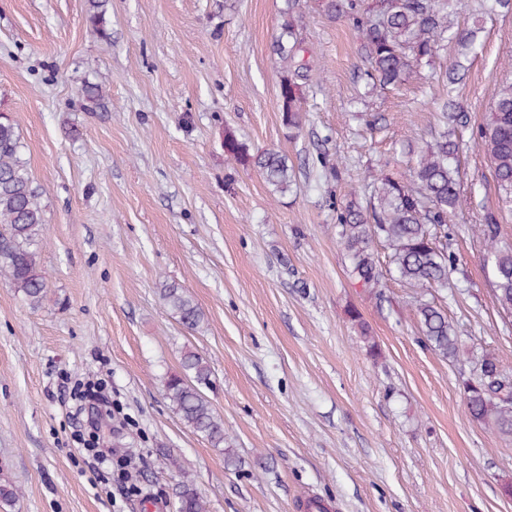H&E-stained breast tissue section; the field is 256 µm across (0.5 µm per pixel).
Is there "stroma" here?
<instances>
[{
  "mask_svg": "<svg viewBox=\"0 0 512 512\" xmlns=\"http://www.w3.org/2000/svg\"><path fill=\"white\" fill-rule=\"evenodd\" d=\"M287 0H111L110 36L86 0H0V112L16 120L40 193L49 288L29 306L0 274V512H141L140 497L193 480L208 512H512V436L470 419L459 365L419 335L415 291L386 275L384 300L355 288L336 210L373 175L405 179L448 96V44L420 75L365 94L360 40L299 0L308 112L281 122L275 51ZM483 12L457 94L468 115L457 159L463 205L448 218L457 273L423 290L471 360L512 372V316L473 233L498 207L477 144L498 89L512 82V15ZM106 106L87 110L84 81ZM249 153L276 150L295 173L273 197L258 168L230 164L224 132ZM338 159L337 178L321 157ZM183 286L205 326L184 328L158 297ZM358 311L361 322L350 318ZM374 336L367 348L362 331ZM207 358L206 396L224 421L216 449L184 426L163 379L181 354ZM96 379L114 412L103 435L139 464L97 476L79 442L75 383Z\"/></svg>",
  "mask_w": 512,
  "mask_h": 512,
  "instance_id": "1",
  "label": "stroma"
}]
</instances>
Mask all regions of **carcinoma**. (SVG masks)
I'll return each instance as SVG.
<instances>
[{"label":"carcinoma","mask_w":512,"mask_h":512,"mask_svg":"<svg viewBox=\"0 0 512 512\" xmlns=\"http://www.w3.org/2000/svg\"><path fill=\"white\" fill-rule=\"evenodd\" d=\"M110 0H87V21L108 36ZM453 0H321L324 14L347 20L357 30L367 64L365 75L373 89L400 84L431 64L448 42L457 56L448 65V101L441 106L443 130L420 151L409 181L383 176L370 183L366 205L350 201L336 215V237L346 251L350 276L362 287L374 289L382 270L371 243L379 239L390 249L397 277L412 288H446L457 272L454 254L448 250V216L462 204L460 177L455 165L465 144L454 136L467 118L453 96L463 80L467 59L483 29L475 14L466 24L448 20ZM300 41L293 20L281 26L277 54L284 75L280 82L281 120L288 131L305 120L302 80L307 67L296 63ZM479 146L487 155L503 207L512 211V82L499 89L486 123L479 130ZM224 156L229 161L251 164L262 173L270 193L283 197L294 182L288 158L268 150L251 155L230 131L224 135ZM44 210L22 158L18 124L0 114V273L6 275L18 295L30 306L43 301L48 281L40 267L38 246L44 235ZM479 235L494 271V292L500 308L512 315V238L501 233L495 212L484 214ZM163 305L188 330L205 322L195 299L176 282L164 281L159 289ZM419 333L444 358L460 357L458 337L448 316L434 303L417 300ZM209 361L194 351L181 357V371L168 375L163 391L183 423L203 436L213 448L224 449V420L216 414L203 389L212 386ZM466 409L476 422L512 435V372L483 359L472 376L463 380ZM177 512H206L193 482L182 481L176 492Z\"/></svg>","instance_id":"cac0c4a2"}]
</instances>
